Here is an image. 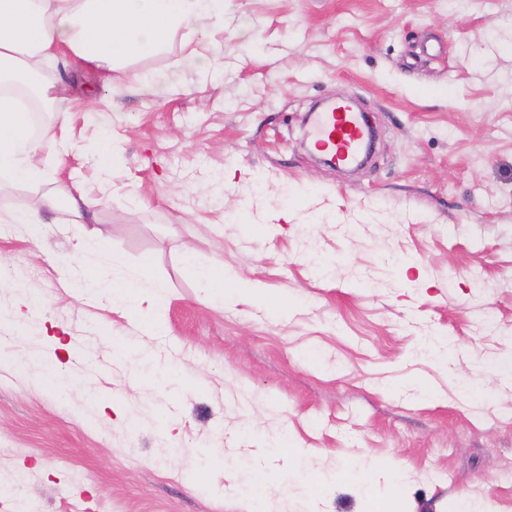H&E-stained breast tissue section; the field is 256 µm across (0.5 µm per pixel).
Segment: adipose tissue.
Instances as JSON below:
<instances>
[{
    "mask_svg": "<svg viewBox=\"0 0 512 512\" xmlns=\"http://www.w3.org/2000/svg\"><path fill=\"white\" fill-rule=\"evenodd\" d=\"M222 0H0V173L9 182L36 187L34 200L9 212L1 221L24 225L41 239L48 225L42 212L67 211L77 224H92L105 202L93 195L52 185L37 153L42 144L71 150L68 119L58 116L40 135L31 131L29 110L10 86L42 74L56 58L71 57L106 78L116 68L166 48L184 29L200 25L201 17L220 14ZM75 282L82 293L95 296L127 313L138 314L139 301L155 305L167 300L164 285L147 268L128 271L105 240L87 243L76 237Z\"/></svg>",
    "mask_w": 512,
    "mask_h": 512,
    "instance_id": "adipose-tissue-1",
    "label": "adipose tissue"
}]
</instances>
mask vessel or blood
<instances>
[{
  "mask_svg": "<svg viewBox=\"0 0 512 512\" xmlns=\"http://www.w3.org/2000/svg\"><path fill=\"white\" fill-rule=\"evenodd\" d=\"M313 136L318 147L339 164L347 165L361 151L368 130L358 113L345 103L335 102L317 114Z\"/></svg>",
  "mask_w": 512,
  "mask_h": 512,
  "instance_id": "1",
  "label": "vessel or blood"
}]
</instances>
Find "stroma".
<instances>
[{
	"label": "stroma",
	"mask_w": 512,
	"mask_h": 512,
	"mask_svg": "<svg viewBox=\"0 0 512 512\" xmlns=\"http://www.w3.org/2000/svg\"><path fill=\"white\" fill-rule=\"evenodd\" d=\"M207 24L106 85L63 63L76 147L44 159L86 190L102 133L123 162L97 223L57 212L39 244L0 226V502L290 512L319 473L320 512H512V0H224ZM347 98L377 133L349 175L313 157L307 120ZM82 232L150 260L166 335L71 293ZM188 249L223 262L226 302ZM114 334L188 388L130 386ZM52 354L68 396L42 378ZM185 262L191 267L204 296L211 301L224 302V264L198 265L191 252L185 254Z\"/></svg>",
	"instance_id": "obj_1"
}]
</instances>
